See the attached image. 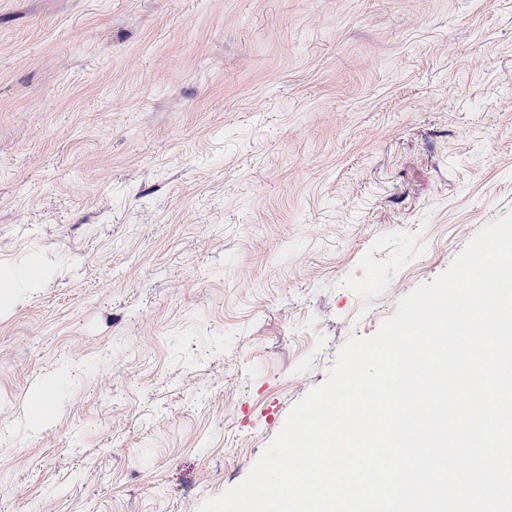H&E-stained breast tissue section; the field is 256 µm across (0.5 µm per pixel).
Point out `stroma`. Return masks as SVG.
I'll use <instances>...</instances> for the list:
<instances>
[{
	"instance_id": "obj_1",
	"label": "stroma",
	"mask_w": 512,
	"mask_h": 512,
	"mask_svg": "<svg viewBox=\"0 0 512 512\" xmlns=\"http://www.w3.org/2000/svg\"><path fill=\"white\" fill-rule=\"evenodd\" d=\"M511 209L512 0H0V512H197Z\"/></svg>"
}]
</instances>
